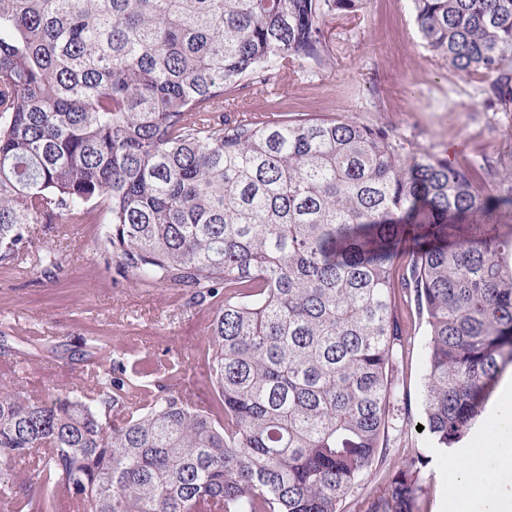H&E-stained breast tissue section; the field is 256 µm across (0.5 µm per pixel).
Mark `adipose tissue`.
<instances>
[{"label": "adipose tissue", "instance_id": "obj_1", "mask_svg": "<svg viewBox=\"0 0 512 512\" xmlns=\"http://www.w3.org/2000/svg\"><path fill=\"white\" fill-rule=\"evenodd\" d=\"M450 477L460 491L456 512H512V466L491 470L469 457Z\"/></svg>", "mask_w": 512, "mask_h": 512}]
</instances>
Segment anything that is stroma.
I'll list each match as a JSON object with an SVG mask.
<instances>
[{"label":"stroma","instance_id":"stroma-1","mask_svg":"<svg viewBox=\"0 0 512 512\" xmlns=\"http://www.w3.org/2000/svg\"><path fill=\"white\" fill-rule=\"evenodd\" d=\"M335 56L324 68H300L283 87L254 98L257 114L336 115L379 124L397 140L448 159L473 182L495 187L512 167V112L489 100L492 77L471 78L437 62L424 48L411 0H368L362 13L327 24ZM105 225L69 224L58 245L63 268L53 277L0 263V378L18 376L32 397L54 390L94 395L109 352L129 347L154 358H180L194 405L208 406L213 391L197 357L211 314L186 304L179 290L144 291L133 277L107 266ZM405 343L396 354L397 392L388 433L390 452L377 476L347 499L343 512H366L383 474L415 453L429 462L420 472L416 512H454L448 449L422 431L426 326L416 312L401 321Z\"/></svg>","mask_w":512,"mask_h":512}]
</instances>
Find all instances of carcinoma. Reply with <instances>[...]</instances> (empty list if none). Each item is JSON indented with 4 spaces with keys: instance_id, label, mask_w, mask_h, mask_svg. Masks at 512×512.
I'll use <instances>...</instances> for the list:
<instances>
[{
    "instance_id": "obj_1",
    "label": "carcinoma",
    "mask_w": 512,
    "mask_h": 512,
    "mask_svg": "<svg viewBox=\"0 0 512 512\" xmlns=\"http://www.w3.org/2000/svg\"><path fill=\"white\" fill-rule=\"evenodd\" d=\"M432 55L490 75L512 110V0H411ZM364 0H0V262L34 230L107 224L140 288L212 310L205 408L183 362L102 365L93 405L0 385V479L12 512H342L377 470L403 330L427 326L424 413L457 443L512 365V184L408 149L382 126L315 115L243 121L295 65L333 58L327 18ZM47 249L37 265L61 268ZM405 274L394 279L398 262ZM421 454L367 512H415Z\"/></svg>"
}]
</instances>
